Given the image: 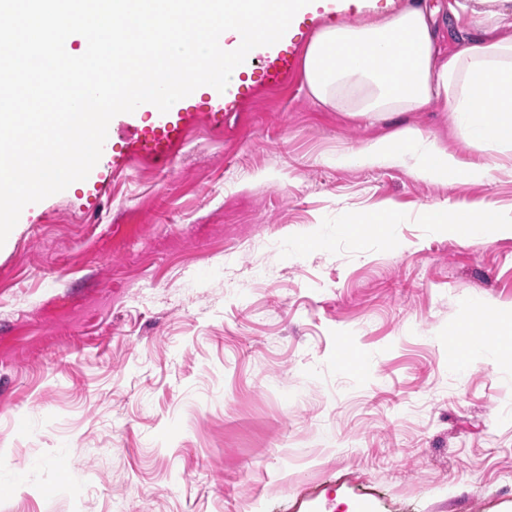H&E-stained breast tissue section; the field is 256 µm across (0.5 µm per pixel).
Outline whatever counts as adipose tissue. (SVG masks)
Wrapping results in <instances>:
<instances>
[{"mask_svg": "<svg viewBox=\"0 0 512 512\" xmlns=\"http://www.w3.org/2000/svg\"><path fill=\"white\" fill-rule=\"evenodd\" d=\"M435 8H414L361 25L321 29L306 53L305 79L312 96L354 117L381 112H421L440 104L468 139L512 146V15L477 9L468 0H448V13L465 20L470 39L450 55L438 47ZM411 162L422 179L453 183L489 180L495 165H466L419 129L407 128L342 155V165ZM426 220L447 225L452 235L479 242L490 228L508 223L491 205L447 214L430 210Z\"/></svg>", "mask_w": 512, "mask_h": 512, "instance_id": "ef3b65f1", "label": "adipose tissue"}]
</instances>
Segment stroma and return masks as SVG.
<instances>
[{
  "label": "stroma",
  "mask_w": 512,
  "mask_h": 512,
  "mask_svg": "<svg viewBox=\"0 0 512 512\" xmlns=\"http://www.w3.org/2000/svg\"><path fill=\"white\" fill-rule=\"evenodd\" d=\"M418 0H312L297 56L324 27ZM213 91L166 166L135 158L28 205L0 247V512H512V352L490 336L460 365L467 306L512 312V232L471 245L432 207L512 217V154L451 113L357 119L303 69ZM413 126L490 180L337 156ZM398 217L358 243L343 225ZM348 337L360 362L336 341ZM467 314L469 315L468 319H465L462 321V322H466V323L461 322L460 324H458V329L461 334L463 332H470L471 330H473V327L467 322L471 321L472 318L483 316L484 311L480 307L470 306V309L467 311ZM461 334H460V336H449L448 350L454 356H458L461 358L462 355L464 354V352L466 351L468 345L472 341L471 342V350L469 351L468 356H467L468 363H471L475 360V354H476V351L478 350L477 347H478L479 341L477 339H473L474 336H466V335H461Z\"/></svg>",
  "instance_id": "35a3bbf8"
}]
</instances>
